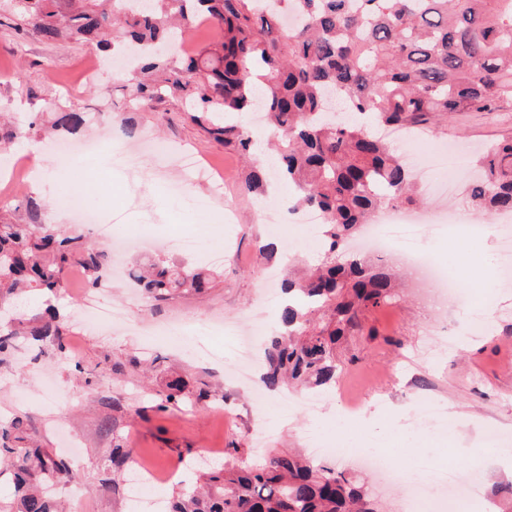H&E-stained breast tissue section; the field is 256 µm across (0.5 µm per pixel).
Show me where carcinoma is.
<instances>
[{
  "mask_svg": "<svg viewBox=\"0 0 512 512\" xmlns=\"http://www.w3.org/2000/svg\"><path fill=\"white\" fill-rule=\"evenodd\" d=\"M14 0L16 26L31 19L48 40L62 33L135 55L143 77L129 83L130 100L181 95L192 119L249 163L244 194L265 191V164L254 157L252 132L226 116L252 109L266 113L277 145L279 179L293 186L288 212L321 216L317 267L282 283L288 304L278 328L262 342L261 381L266 389H314L336 385V343L362 327L364 313L391 302L392 274L383 265L344 254L354 236L382 206L418 204L411 171L378 134L381 128L425 134L456 112L512 107V0ZM297 16L295 25L284 15ZM212 21L219 35L177 57L166 54L172 30L187 34ZM338 95L354 117L339 122L327 111ZM85 115L55 113L50 129L72 133ZM479 176L464 190L467 205L484 215L512 213V136L478 159ZM30 222L0 219V305L29 291L59 293L66 274L83 268L85 286L101 283L109 263L104 250L85 247L80 235L40 229L38 205L25 204ZM129 277L155 300L210 283L202 272L153 262ZM65 333L48 309L31 325L19 316L0 323V353L19 341H50L63 354ZM210 399L205 389L185 391L175 381L159 408L192 406ZM130 451L117 445L109 466L120 471ZM8 474L15 497L0 512H59L53 490L80 474L38 444L16 415L0 420V475ZM172 512H379L367 488L328 466L314 467L288 451L262 459L228 449L224 468L184 487Z\"/></svg>",
  "mask_w": 512,
  "mask_h": 512,
  "instance_id": "carcinoma-1",
  "label": "carcinoma"
}]
</instances>
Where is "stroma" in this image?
<instances>
[{
    "instance_id": "stroma-1",
    "label": "stroma",
    "mask_w": 512,
    "mask_h": 512,
    "mask_svg": "<svg viewBox=\"0 0 512 512\" xmlns=\"http://www.w3.org/2000/svg\"><path fill=\"white\" fill-rule=\"evenodd\" d=\"M93 61L99 76L83 82ZM127 80L96 43L72 35L48 42L34 27L0 25V113L36 124L26 139L0 152V215L25 218L20 205L32 197L41 205V222H53L55 230L68 235L82 232V225L58 205L72 182L115 234L133 239L147 233L163 242L164 250L153 252V260L215 276L205 295L184 292L163 301L148 299L128 280H104L99 296L122 306L128 323L169 325L172 334L136 336L125 326L104 331L81 323L79 298L71 293L63 306L73 358L61 359L49 344L0 356V419L25 416L43 447L63 459L70 439L80 445L79 485L57 488L65 506H72L80 492L85 496L81 512H131L127 481L107 465L116 443L130 449L133 465L161 475L176 469L175 478L141 489L143 499L164 503L198 471L222 468L226 448L236 445L257 456L275 448L304 452L316 445L323 449L316 463L365 484L382 512H411L409 482L388 484L354 459H336L333 449L340 445L379 455L399 471L406 449L413 448L434 457L438 466L481 474L482 497L467 512H492L496 487L512 481V465L500 460L503 450H512V278L498 263L512 223L482 217L485 232L478 241L461 235L453 243L440 225L432 224L419 244L452 271L456 282L485 291L495 310L483 332L472 331L470 308L438 303L428 281L402 268L395 301L370 309L358 335L337 343L341 374L317 412H309L299 399L281 407L274 395L258 405L254 396L260 385L234 381L230 370L236 355L213 334L211 324L218 318L229 324L256 310L262 294L258 270L265 263L260 245L274 241L293 249L306 236L304 226L299 216L283 212L279 231L270 232L264 219L267 202L242 191L246 163L239 151L197 125L188 101L164 95L145 104L129 102ZM63 107L86 113L79 138L95 144L83 162L84 174L72 181L57 165L61 137L43 133L53 112ZM125 120L137 129L131 145L141 149L130 167L115 164L99 145L108 137L122 142L118 129ZM505 135H512V109L459 112L447 126L422 135L420 151L426 154L433 144L445 143L470 156ZM154 139L167 144V157L146 150ZM25 147L35 150V157L22 155ZM187 152L203 162L204 171L182 166ZM35 159L45 167L41 179L12 186L11 168L30 167ZM179 236L195 238L200 251L179 252L172 245ZM176 377L190 391L208 386L222 399L223 413L209 405L160 409L166 385ZM425 395L462 414L465 425L448 437L408 430L405 422L421 410ZM350 398L358 401L362 416L372 419V428L341 418Z\"/></svg>"
}]
</instances>
